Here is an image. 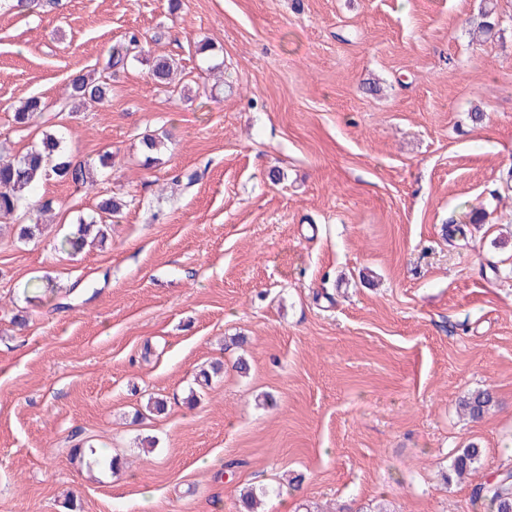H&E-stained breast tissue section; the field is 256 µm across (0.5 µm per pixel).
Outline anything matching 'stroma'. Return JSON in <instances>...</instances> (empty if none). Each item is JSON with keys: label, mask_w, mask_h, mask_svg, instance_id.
Instances as JSON below:
<instances>
[{"label": "stroma", "mask_w": 512, "mask_h": 512, "mask_svg": "<svg viewBox=\"0 0 512 512\" xmlns=\"http://www.w3.org/2000/svg\"><path fill=\"white\" fill-rule=\"evenodd\" d=\"M14 2L0 152L51 127L112 164L41 181L42 234L0 223V512H238L248 485L264 512H487L475 480L512 468V0L482 40L481 0ZM133 34L109 101L58 113ZM109 196L105 241L61 250ZM81 443L121 467L94 476ZM471 443L475 479L444 483ZM494 396L488 390H478L461 401V408L472 419L481 418L485 412L492 406Z\"/></svg>", "instance_id": "35a3bbf8"}]
</instances>
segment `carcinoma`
Returning <instances> with one entry per match:
<instances>
[{"mask_svg": "<svg viewBox=\"0 0 512 512\" xmlns=\"http://www.w3.org/2000/svg\"><path fill=\"white\" fill-rule=\"evenodd\" d=\"M139 40L131 36L129 45L113 49L108 60L109 72L100 77L78 75L71 79L67 87V95L59 104L61 112H77L82 106L89 104L101 105L112 93V75L115 68L125 64L130 54V47L138 46ZM175 67L171 57H156L150 62V74L154 81L165 84L170 79ZM45 105L38 97L28 98L14 112L16 124L25 126L34 117L44 111ZM56 177L77 187L93 183V173L85 163H74L66 156L62 138L51 132H43L40 143L25 154L7 158L0 156V221L14 218H28L31 223L20 227L19 237H32L39 230L38 219L34 213L42 214L52 208V201H34L31 190L37 182ZM122 203L111 197L102 200L97 215L90 221L78 219L76 233L65 238L62 248L77 253L87 244L88 239L105 238L106 221L121 210ZM494 396L487 390H478L461 401V408L473 420L481 418L492 406ZM483 449L471 443L460 449L453 457L448 472L443 480L450 482L455 478L462 479L478 472L482 464ZM272 490L257 489L247 486L240 491L239 501L245 512H259L264 498ZM472 496L477 501H485L491 512H512V470L503 469L495 478L480 482L473 486Z\"/></svg>", "mask_w": 512, "mask_h": 512, "instance_id": "carcinoma-1", "label": "carcinoma"}]
</instances>
